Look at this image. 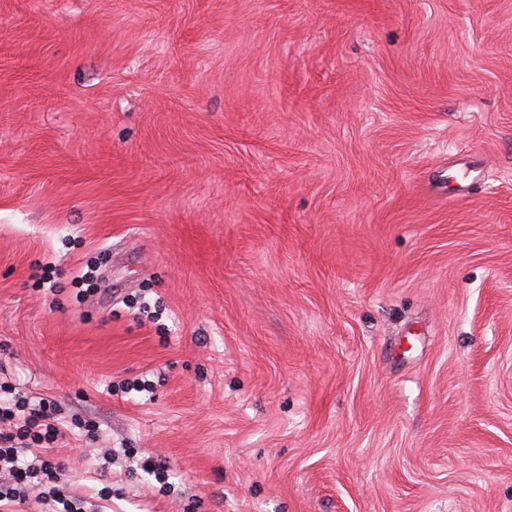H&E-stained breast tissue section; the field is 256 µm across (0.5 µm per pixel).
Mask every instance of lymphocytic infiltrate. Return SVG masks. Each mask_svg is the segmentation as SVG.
I'll use <instances>...</instances> for the list:
<instances>
[{"label":"lymphocytic infiltrate","instance_id":"obj_1","mask_svg":"<svg viewBox=\"0 0 512 512\" xmlns=\"http://www.w3.org/2000/svg\"><path fill=\"white\" fill-rule=\"evenodd\" d=\"M57 414L54 401L0 390V512H28L35 502L48 512H87L62 479L64 463L53 457L66 435Z\"/></svg>","mask_w":512,"mask_h":512}]
</instances>
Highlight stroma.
<instances>
[{
  "label": "stroma",
  "instance_id": "stroma-1",
  "mask_svg": "<svg viewBox=\"0 0 512 512\" xmlns=\"http://www.w3.org/2000/svg\"><path fill=\"white\" fill-rule=\"evenodd\" d=\"M0 379L112 512H512V0H0Z\"/></svg>",
  "mask_w": 512,
  "mask_h": 512
}]
</instances>
